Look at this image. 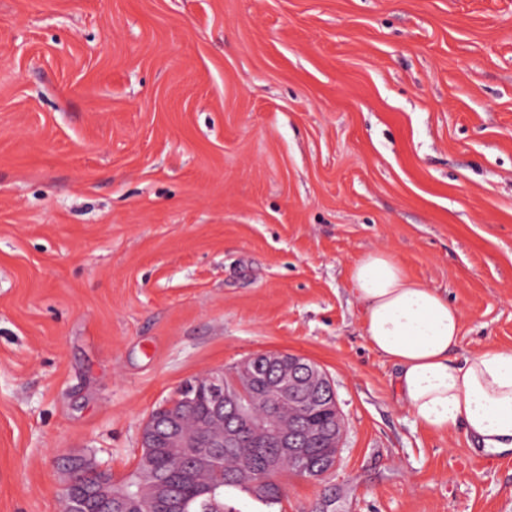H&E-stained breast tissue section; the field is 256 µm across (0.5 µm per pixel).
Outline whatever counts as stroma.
Returning a JSON list of instances; mask_svg holds the SVG:
<instances>
[{"mask_svg":"<svg viewBox=\"0 0 512 512\" xmlns=\"http://www.w3.org/2000/svg\"><path fill=\"white\" fill-rule=\"evenodd\" d=\"M512 348V0H0V512L59 455L132 473L152 409L285 350L338 461L233 512H512V452L414 424L367 342V253Z\"/></svg>","mask_w":512,"mask_h":512,"instance_id":"35a3bbf8","label":"stroma"}]
</instances>
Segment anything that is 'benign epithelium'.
<instances>
[{
  "mask_svg": "<svg viewBox=\"0 0 512 512\" xmlns=\"http://www.w3.org/2000/svg\"><path fill=\"white\" fill-rule=\"evenodd\" d=\"M240 369L248 379V387L236 380L224 381V372L215 371L194 382L185 384L181 401L191 404L206 402L196 428L185 432L178 425L177 402L166 401L158 406L142 427L141 439L145 448L161 443L167 448H196L198 452L178 465L221 469L220 448H236L240 430L270 432L275 447L288 454L295 462L294 473L313 477L309 465V438H315L333 449L325 471L336 467L342 430L339 427L314 431L302 423H288L282 428L272 423L266 412L285 402L305 404L307 411L337 410L334 383L314 361L282 350L258 353L245 360ZM63 481L65 512H150L148 503L170 496L173 486L164 473L139 476L140 482L114 492L117 483L112 471L93 458L64 454L57 460ZM150 493V502H144V493Z\"/></svg>",
  "mask_w": 512,
  "mask_h": 512,
  "instance_id": "7a95c632",
  "label": "benign epithelium"
}]
</instances>
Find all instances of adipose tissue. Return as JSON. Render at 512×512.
Segmentation results:
<instances>
[{
	"instance_id": "ef3b65f1",
	"label": "adipose tissue",
	"mask_w": 512,
	"mask_h": 512,
	"mask_svg": "<svg viewBox=\"0 0 512 512\" xmlns=\"http://www.w3.org/2000/svg\"><path fill=\"white\" fill-rule=\"evenodd\" d=\"M351 280L366 339L394 365L399 400L415 423L442 434L463 430L489 454L512 451V349L452 360L459 308L410 277L389 252L366 254Z\"/></svg>"
}]
</instances>
